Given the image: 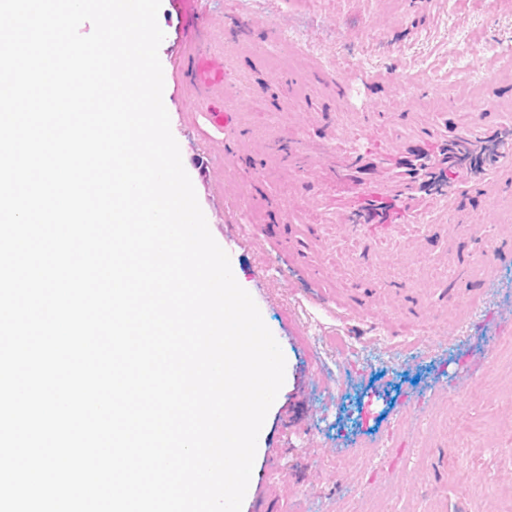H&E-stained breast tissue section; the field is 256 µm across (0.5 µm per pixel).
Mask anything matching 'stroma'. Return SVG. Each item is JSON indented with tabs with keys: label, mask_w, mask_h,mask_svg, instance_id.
Returning <instances> with one entry per match:
<instances>
[{
	"label": "stroma",
	"mask_w": 512,
	"mask_h": 512,
	"mask_svg": "<svg viewBox=\"0 0 512 512\" xmlns=\"http://www.w3.org/2000/svg\"><path fill=\"white\" fill-rule=\"evenodd\" d=\"M158 23L163 100L183 165L213 237L286 359L242 512L258 500L267 512H512V260L489 286L471 270L480 247L471 231L512 211V188L495 209L481 192L463 193L451 222L427 231L426 253L447 255L459 273L452 297L436 286L419 287L411 300L390 294L397 338L350 348L336 339L360 326L336 298L381 295L380 281L349 278L338 265L363 246L328 223L317 171L288 179L264 152L266 141L296 130L309 147L336 145L342 112L359 115L384 147L495 127L504 118L497 102H512V80L483 84L491 107L474 112L460 99L468 78L453 62L473 57L483 69L512 50V0H185L178 10L162 0ZM284 29L297 34V54L275 73L268 36ZM208 33L223 44L224 102L250 143L223 139L178 81L182 45ZM328 57L340 65L343 91L307 70ZM292 204L301 208L294 226ZM241 225L248 234L238 233ZM302 251L335 270L325 302L309 292L314 276ZM452 299L463 327L413 333L414 322L449 319ZM410 402L415 411L403 413Z\"/></svg>",
	"instance_id": "stroma-1"
}]
</instances>
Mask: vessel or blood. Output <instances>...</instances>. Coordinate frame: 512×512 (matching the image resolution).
Listing matches in <instances>:
<instances>
[{"instance_id": "obj_1", "label": "vessel or blood", "mask_w": 512, "mask_h": 512, "mask_svg": "<svg viewBox=\"0 0 512 512\" xmlns=\"http://www.w3.org/2000/svg\"><path fill=\"white\" fill-rule=\"evenodd\" d=\"M179 76L191 88L198 109L216 132L239 139L242 130L235 113L224 108V55L214 45L187 44L179 63ZM512 122H500L482 133L461 129L456 137L405 139L392 150L357 149L325 156L323 163L335 176L348 179L355 188L354 201L336 207L330 214L349 238L376 245L404 240L409 255L423 253L421 239H405L407 225L440 216L451 218L459 189L475 186L489 205H497L498 185L512 177ZM266 154L281 167L295 173L312 157L299 137L278 140L265 147ZM454 168V180H437V172ZM512 258V225H496L485 237L475 257L483 282H492L494 255Z\"/></svg>"}]
</instances>
